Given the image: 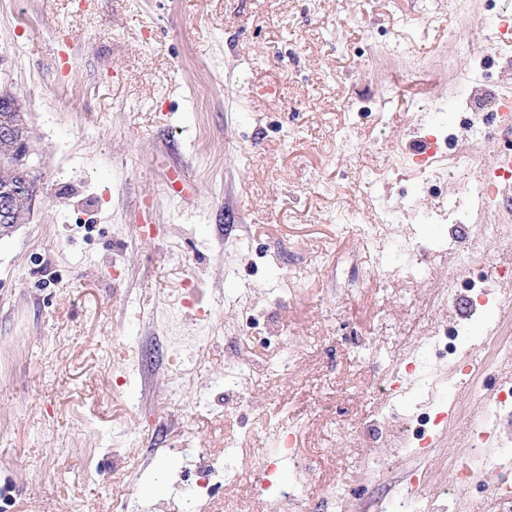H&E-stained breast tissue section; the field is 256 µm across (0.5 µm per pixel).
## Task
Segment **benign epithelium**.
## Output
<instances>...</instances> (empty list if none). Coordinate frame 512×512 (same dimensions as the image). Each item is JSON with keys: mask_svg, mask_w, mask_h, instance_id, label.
<instances>
[{"mask_svg": "<svg viewBox=\"0 0 512 512\" xmlns=\"http://www.w3.org/2000/svg\"><path fill=\"white\" fill-rule=\"evenodd\" d=\"M0 112L8 113L7 128L15 140L13 150L0 155V171L19 175V178L7 186H0V223L13 227L27 221V218H21L15 212L12 206L13 199H26L28 211H33L39 184L30 164V156L33 153L30 131L17 100L11 98L3 101L0 104Z\"/></svg>", "mask_w": 512, "mask_h": 512, "instance_id": "benign-epithelium-1", "label": "benign epithelium"}]
</instances>
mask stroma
Instances as JSON below:
<instances>
[{"label": "stroma", "mask_w": 512, "mask_h": 512, "mask_svg": "<svg viewBox=\"0 0 512 512\" xmlns=\"http://www.w3.org/2000/svg\"><path fill=\"white\" fill-rule=\"evenodd\" d=\"M484 0H0V92L19 96L42 193L29 223L0 234V512H224L256 501L251 469L208 504L179 489L191 450L234 461L244 431L279 420L321 454L323 482L347 483L344 512L404 487L412 460L388 451L361 470L350 446L380 406L373 392L401 359L428 363L418 309L428 283L361 224L419 223L417 200L447 210L456 187L438 171L416 194L410 145L437 135L458 77L512 98L501 46L468 36ZM35 19L19 27L16 12ZM399 269L416 301H394ZM268 306L289 363L253 323L256 373L229 370L224 328L245 298ZM389 317L399 346L377 347ZM183 339L172 369L167 337ZM450 425L432 427L426 507L500 512L488 492L448 489V448L482 404L452 390ZM343 438L325 447L323 426ZM181 449L170 459L169 449Z\"/></svg>", "instance_id": "1"}]
</instances>
